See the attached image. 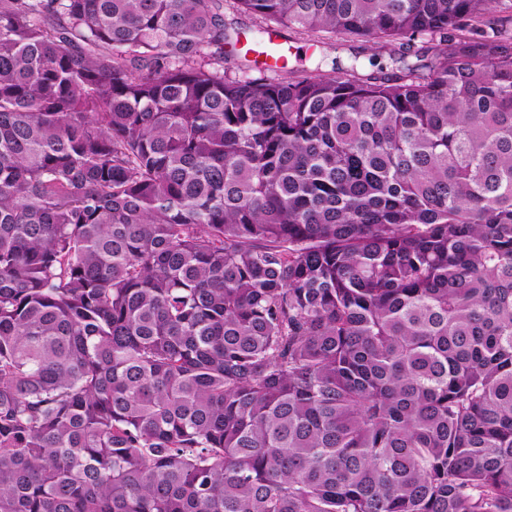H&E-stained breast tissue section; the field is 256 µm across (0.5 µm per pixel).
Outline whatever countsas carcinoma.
<instances>
[{
	"instance_id": "1",
	"label": "carcinoma",
	"mask_w": 512,
	"mask_h": 512,
	"mask_svg": "<svg viewBox=\"0 0 512 512\" xmlns=\"http://www.w3.org/2000/svg\"><path fill=\"white\" fill-rule=\"evenodd\" d=\"M497 3L0 0V512H512ZM282 38L284 50L287 54L289 71L295 69H312L314 68V58L319 57V49L311 47V41L307 34L296 29L282 30ZM326 41H332V43H336L335 46L337 47L336 50L329 49L327 50V53L330 55V60L333 57H338L340 67L345 68L348 66L350 62V56L351 53L354 51H362L364 47H369L363 42L360 41H351L346 39H341L340 37H336L332 40H326ZM329 61L328 65H323L322 70L326 73H332L331 71V63Z\"/></svg>"
}]
</instances>
